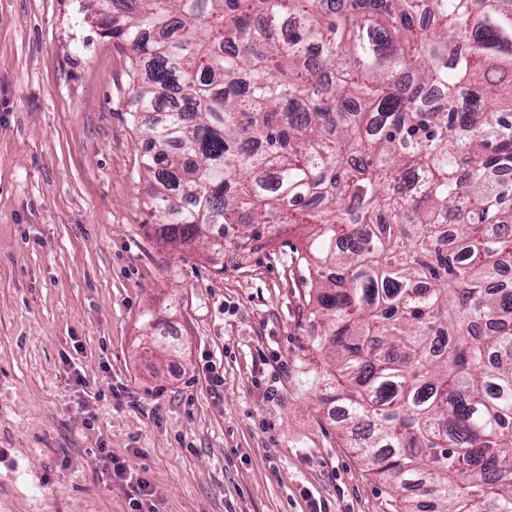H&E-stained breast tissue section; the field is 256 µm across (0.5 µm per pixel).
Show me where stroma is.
Masks as SVG:
<instances>
[{"label": "stroma", "mask_w": 512, "mask_h": 512, "mask_svg": "<svg viewBox=\"0 0 512 512\" xmlns=\"http://www.w3.org/2000/svg\"><path fill=\"white\" fill-rule=\"evenodd\" d=\"M131 88L85 0H0V512H130L132 479L147 512H389L300 383L289 236L218 273L146 227Z\"/></svg>", "instance_id": "1"}]
</instances>
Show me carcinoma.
Masks as SVG:
<instances>
[{"mask_svg":"<svg viewBox=\"0 0 512 512\" xmlns=\"http://www.w3.org/2000/svg\"><path fill=\"white\" fill-rule=\"evenodd\" d=\"M161 240L308 225L302 383L393 512H512V0H97Z\"/></svg>","mask_w":512,"mask_h":512,"instance_id":"carcinoma-1","label":"carcinoma"}]
</instances>
